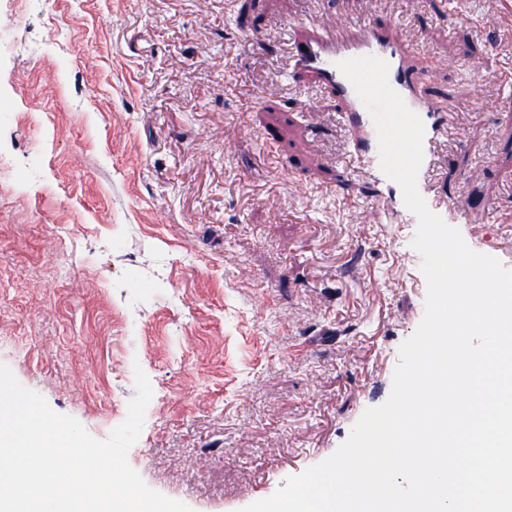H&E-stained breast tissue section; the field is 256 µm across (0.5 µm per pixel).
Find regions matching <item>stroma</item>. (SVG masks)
<instances>
[{
	"instance_id": "1",
	"label": "stroma",
	"mask_w": 512,
	"mask_h": 512,
	"mask_svg": "<svg viewBox=\"0 0 512 512\" xmlns=\"http://www.w3.org/2000/svg\"><path fill=\"white\" fill-rule=\"evenodd\" d=\"M388 16L454 116L428 180L512 271V0H0V364L130 465L240 512L390 395L425 314L417 224L288 78L292 24Z\"/></svg>"
}]
</instances>
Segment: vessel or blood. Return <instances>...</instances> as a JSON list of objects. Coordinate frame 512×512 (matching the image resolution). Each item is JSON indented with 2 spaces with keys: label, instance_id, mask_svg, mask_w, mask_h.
<instances>
[{
  "label": "vessel or blood",
  "instance_id": "vessel-or-blood-1",
  "mask_svg": "<svg viewBox=\"0 0 512 512\" xmlns=\"http://www.w3.org/2000/svg\"><path fill=\"white\" fill-rule=\"evenodd\" d=\"M291 76L301 78L342 107L359 148V158L372 175H381L378 136L373 120L351 82L338 69V62L359 56L375 55L389 65L388 80L407 106L422 120L424 159L421 170H428L429 159L442 131L449 125L441 95L421 91L423 72L403 38L398 23L388 18L375 19L361 27H324L315 22L292 26L289 30Z\"/></svg>",
  "mask_w": 512,
  "mask_h": 512
}]
</instances>
